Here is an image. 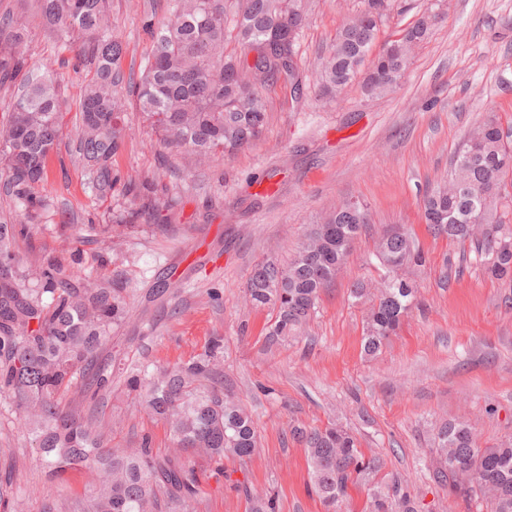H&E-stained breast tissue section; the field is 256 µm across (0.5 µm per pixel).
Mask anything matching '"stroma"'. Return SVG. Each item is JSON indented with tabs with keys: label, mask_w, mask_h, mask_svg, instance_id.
Segmentation results:
<instances>
[{
	"label": "stroma",
	"mask_w": 512,
	"mask_h": 512,
	"mask_svg": "<svg viewBox=\"0 0 512 512\" xmlns=\"http://www.w3.org/2000/svg\"><path fill=\"white\" fill-rule=\"evenodd\" d=\"M145 0H112V30L122 38L125 71L139 73L152 40L141 26ZM364 0H304L306 23L298 45L304 94L291 101L283 87L268 90L261 138L232 155L195 167L184 152L161 145L140 112L125 114L123 150L112 159L122 178L149 177L168 203V222L142 217L141 202L114 192L94 203L78 154L79 103L90 78L55 34L33 27L32 62L62 60L66 108L62 134L49 159L43 193L49 210L29 246L65 257L81 248L76 279L126 281L131 319L115 330L97 366L175 363L224 339V385L255 423L258 450L246 465L196 460L200 494L191 512H250L252 498L275 497L278 512H326L311 487L296 427L338 424L353 434L366 458L379 462L373 482L359 481L342 512H368L373 487L399 486L420 512H485L434 482L435 435L450 419L468 421L478 440H512V282L489 278L459 246L434 237L421 216L425 191L446 179L465 135L496 114L512 127V0H389L375 49H382L422 15L438 20L417 49L404 79L373 94L355 78L337 98L318 97L320 58L339 27ZM367 206L370 222L346 264L325 288L306 326L288 343L267 346L271 308L252 307L248 279L265 260L287 263L311 226L349 198ZM135 213V226L111 241L77 243L80 228L108 221V209ZM401 224L426 255L407 271L417 305L381 350L365 355L366 307L352 285L378 276L375 241ZM463 271L444 280L447 262ZM176 283L164 297L151 293L161 278ZM104 431L110 448L152 440V454H172L167 429L149 418L120 374L98 403L71 389ZM12 466L24 512H81L96 475L50 480L36 462L25 430L0 398V464Z\"/></svg>",
	"instance_id": "1"
}]
</instances>
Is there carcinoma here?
<instances>
[{
  "label": "carcinoma",
  "mask_w": 512,
  "mask_h": 512,
  "mask_svg": "<svg viewBox=\"0 0 512 512\" xmlns=\"http://www.w3.org/2000/svg\"><path fill=\"white\" fill-rule=\"evenodd\" d=\"M32 10L0 17V86L18 84L0 122V159L13 209L0 213V396L9 398L23 422L31 447L57 480L73 471H95L90 512H162L160 495L184 502L198 494L192 461L181 455L157 459L149 439L137 448L112 450L103 444L100 425L79 406H63L72 387L95 399L112 389V370L91 367L112 332L127 319L128 289L114 278L75 284L64 260L35 248L21 261L19 238L32 239L34 221L45 208L39 186L62 132V77L52 64L29 63L33 26L55 32L65 46H79L91 66L80 104L79 157L91 193L112 198L117 175L112 158L125 142L123 114L134 106L167 148L185 150L195 163L217 152L231 154L253 143L267 119L265 92L278 84L291 100L303 94L296 46L305 24L302 0H169V13L156 16L146 5L141 21L153 39L152 55L139 79L126 76L125 48L112 33L111 0H32ZM386 0H367L362 20L340 28L322 57L319 95L334 98L367 67L365 86L373 93L392 89L405 76L403 44L392 42L386 55L369 62ZM437 15L429 14L407 31L423 42ZM237 49L227 51L229 42ZM238 66L246 89L224 84V69ZM512 135L495 116L470 130L448 171V181L426 191L422 218L434 237L474 245L489 276L512 281ZM125 193L145 201L157 225L166 223L156 202L154 182L129 181ZM370 223L366 209L345 203L325 224H316L284 267L257 265L247 286L250 302L273 309L266 341L276 345L306 323L321 291L336 277L354 241ZM374 257L384 271L378 285L353 284L357 302L369 301L363 349L374 355L396 333L415 304L413 284L400 275L424 266L426 258L403 226L383 231ZM224 342L214 336L204 352L186 362L125 369L129 390L145 411L162 421L173 445L187 454L221 462L246 461L256 451L252 418L234 396L219 387ZM305 448L308 472L327 508L348 497L359 475L377 471L357 439L335 424L296 428ZM441 462L433 479L446 482L490 512H512V443L483 447L472 427L452 420L436 435ZM11 476L0 480L3 512H20ZM372 512H417L411 496L394 487L379 492Z\"/></svg>",
  "instance_id": "cac0c4a2"
}]
</instances>
